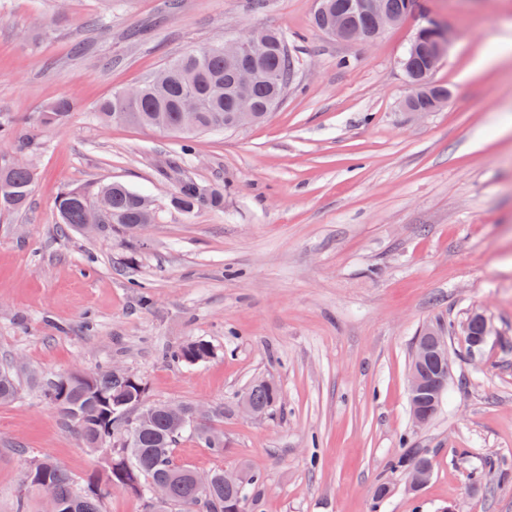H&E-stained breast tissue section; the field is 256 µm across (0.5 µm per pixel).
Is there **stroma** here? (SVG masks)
Wrapping results in <instances>:
<instances>
[{
  "label": "stroma",
  "mask_w": 512,
  "mask_h": 512,
  "mask_svg": "<svg viewBox=\"0 0 512 512\" xmlns=\"http://www.w3.org/2000/svg\"><path fill=\"white\" fill-rule=\"evenodd\" d=\"M369 43L320 31L316 0H0V114L18 126L65 98L69 117L40 131L28 205L0 213V368L17 400L0 405V512H14L28 461L19 448L100 471L40 395L42 381L121 367L148 400L223 406L225 467L264 478L259 512H512V59L478 67L512 37V0H423ZM455 39L432 75L451 96L403 108L402 57L425 17ZM283 34L295 77L268 118L191 141L124 122L98 104L188 51L249 30ZM191 152H184V144ZM223 191L192 215L170 200L180 178ZM120 182L158 218L61 232L66 186ZM482 313L469 352L457 327ZM455 325L448 391L415 428L407 374L428 323ZM213 353L174 364L192 341ZM281 400L235 413L253 378ZM421 448L430 482L405 492L394 460ZM488 323L483 314L476 313L470 323H464L462 333L466 336L472 350L481 347L488 337ZM212 354L209 344L203 341H195L167 351L164 355L178 363L195 365L207 360Z\"/></svg>",
  "instance_id": "stroma-1"
}]
</instances>
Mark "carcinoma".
I'll return each mask as SVG.
<instances>
[{"label":"carcinoma","mask_w":512,"mask_h":512,"mask_svg":"<svg viewBox=\"0 0 512 512\" xmlns=\"http://www.w3.org/2000/svg\"><path fill=\"white\" fill-rule=\"evenodd\" d=\"M343 21L352 27L370 29L374 18L369 14L342 12ZM271 46L262 65L256 70L250 97L252 106L262 111L274 96H282L285 88L271 83L270 75L278 73L288 79V53L278 47L280 33L268 30ZM172 73L168 83L147 81L137 95L119 92L100 103L98 117L105 123L116 121L123 113L124 121L163 129L180 121V102L186 96L195 99V125L199 131H222L235 106V90L231 75L224 64V53L208 46L186 53L167 65ZM72 104L59 99L35 115L30 130L21 133L13 123L0 116V140L16 143V153L23 155L21 166L0 163V212L24 208L30 198L35 173L30 157L37 150V132L68 117ZM106 201L99 221L104 229L118 224H153L157 210L152 200L111 182L97 190L62 189L56 200L60 224L78 228L85 223L86 211ZM171 204L185 214L204 207L221 208L224 193L209 190L185 178L178 183ZM212 354L209 344L195 341L165 353V356L187 365L199 364ZM18 392L13 371L0 369V404L12 402ZM43 397L52 404L65 424L73 429L86 447L105 462L103 474L92 473L79 486L74 475L49 459L30 461L25 488L16 495V512H26L27 495L41 490L58 504V512H102L101 504L111 489L130 490L146 502L147 512H172L189 500L198 503V512H237L241 504L256 506L260 475L248 473L241 489L224 485V435L215 431L213 421L224 417V408L215 407L199 412L196 405L179 403L181 419H176L164 404L155 405L152 414L140 415L146 401V387L131 373L101 369L92 376L70 373L47 378L41 386ZM249 402L255 408L269 412L280 399L276 385L258 380L246 388ZM194 440L208 448L217 465L210 470L211 483L201 491L192 482L191 469L176 460L178 442ZM422 451L408 449L399 457L394 468L407 474L421 464ZM156 484L167 487L168 498L162 503L152 499Z\"/></svg>","instance_id":"obj_1"}]
</instances>
